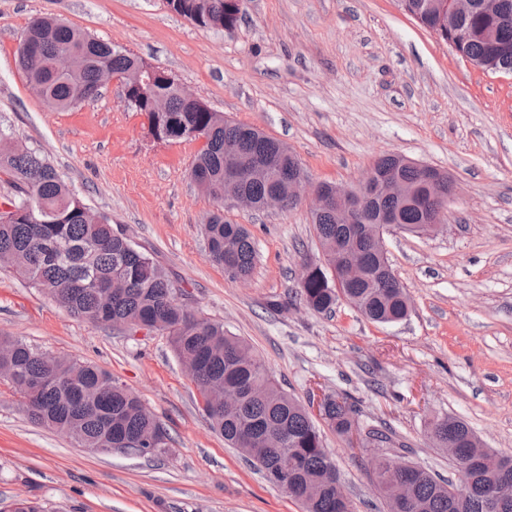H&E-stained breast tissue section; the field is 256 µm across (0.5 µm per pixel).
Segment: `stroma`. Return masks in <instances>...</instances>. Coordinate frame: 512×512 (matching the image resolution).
Masks as SVG:
<instances>
[{"mask_svg":"<svg viewBox=\"0 0 512 512\" xmlns=\"http://www.w3.org/2000/svg\"><path fill=\"white\" fill-rule=\"evenodd\" d=\"M37 16L172 73L226 120L288 146L312 181L354 185L384 154L447 172L458 193L437 230L383 235L408 317L375 324L343 300L330 313L296 302L299 267L322 258L305 203L225 205L257 253L248 281L229 279L204 235L215 205L190 174L200 142L153 140L114 83L93 103L49 109L16 55ZM0 128L41 152L186 290L189 310L247 340L301 402L350 396L361 430L392 429L405 460L446 477L452 462L426 436L435 417L462 419L485 448L512 455V76L472 66L398 0H244L230 33L164 0H0ZM0 336L111 372L173 439L151 460L93 453L33 424L0 385V512L25 499L45 512H302L212 430L167 337L74 317L5 267ZM324 444L356 512H386L364 449L329 430Z\"/></svg>","mask_w":512,"mask_h":512,"instance_id":"stroma-1","label":"stroma"}]
</instances>
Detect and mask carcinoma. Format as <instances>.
<instances>
[{"label":"carcinoma","mask_w":512,"mask_h":512,"mask_svg":"<svg viewBox=\"0 0 512 512\" xmlns=\"http://www.w3.org/2000/svg\"><path fill=\"white\" fill-rule=\"evenodd\" d=\"M175 12L194 24L211 29L234 30L242 16L243 0H168ZM505 16L487 17L480 9L458 20L470 31L466 55L490 63L512 75V0H504ZM403 10L439 39L448 36V0H400ZM65 53L83 56L81 70L58 74L52 60ZM26 80L38 84L45 104L69 111L96 101L101 95L103 73L124 78L143 64L129 50L97 39L53 17H35L17 49ZM170 78L148 87H128L127 105L144 112L150 99L163 96L177 138L199 130L206 146L196 155L191 177L205 180L204 192L218 209L205 224L209 255L224 267L232 280L248 278L255 267L256 250L242 224L224 219V168L252 157L270 160L271 176L248 178L238 188L256 204L273 191L285 196V210L296 206L288 199L286 178L302 171L283 143L244 123H233L219 112L203 110L185 101ZM0 173L16 185L18 194L7 200L15 208H28L31 222L0 223V254L15 257L14 273L41 289L71 314L105 326L122 324L146 327L169 337L178 360L197 367L193 380L199 391L214 395L206 414L224 443L249 458L263 479L288 493L303 512H350L338 497L339 476L325 446L323 433L308 409L273 378L261 357L243 338L224 330V324L197 317L177 300L178 289L168 273L127 238L112 230L108 219L87 224L74 200L75 193L38 151L15 143L0 130ZM416 187L418 198L401 201L384 189L389 176ZM448 186V174L437 169L400 165L389 154L377 162L374 187L355 200L359 220L341 224L336 208L312 215L326 261L299 285L300 301L316 312H327L343 298L367 320L395 323L406 317L408 295L393 274L389 261L373 249L362 226L388 219L404 229L425 231L428 211L447 208L439 201L421 198L430 176ZM363 268L361 278L335 288L331 272L336 255L346 245ZM112 292L108 315L100 317L99 298ZM27 343L0 336V367L13 372L12 393L25 400L26 413L36 424L66 432L91 452L110 448L127 455L152 458L168 451L171 438L164 426L137 395L105 370L74 357H56ZM356 409L342 397L327 396L320 415L327 426L344 437L355 425ZM433 443H457L453 459L456 481L441 479L423 467L407 463L404 479L409 500L402 512H512V503L501 507L490 493L504 480L492 452L483 448L468 425L459 418H436ZM391 436L369 429L362 447L373 449L371 468L383 498L391 496L386 478L391 456L382 448ZM466 481L472 492L458 500L455 490Z\"/></svg>","instance_id":"1"}]
</instances>
